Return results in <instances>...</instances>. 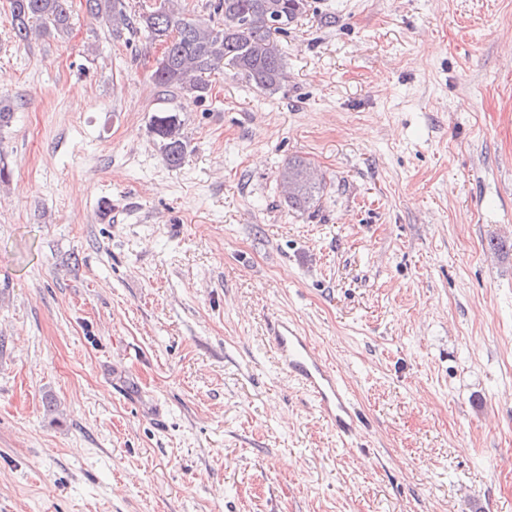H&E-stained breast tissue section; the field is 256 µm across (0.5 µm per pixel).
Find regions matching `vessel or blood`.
Returning <instances> with one entry per match:
<instances>
[{"mask_svg": "<svg viewBox=\"0 0 512 512\" xmlns=\"http://www.w3.org/2000/svg\"><path fill=\"white\" fill-rule=\"evenodd\" d=\"M269 342L279 368L313 397L337 436L344 441L356 436L360 418L355 404L308 337L293 323L280 319L270 329Z\"/></svg>", "mask_w": 512, "mask_h": 512, "instance_id": "b4317fda", "label": "vessel or blood"}]
</instances>
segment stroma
Returning <instances> with one entry per match:
<instances>
[{
    "label": "stroma",
    "instance_id": "35a3bbf8",
    "mask_svg": "<svg viewBox=\"0 0 512 512\" xmlns=\"http://www.w3.org/2000/svg\"><path fill=\"white\" fill-rule=\"evenodd\" d=\"M69 11L20 44L0 0V512H512V0H308L278 90L173 99L176 168L160 45ZM150 133L171 167H179L188 151V140L184 133V120L174 108H161L154 112L149 124ZM277 181L284 189L286 205L301 210L309 207L314 193L324 187L325 178L310 162L294 158L280 169ZM269 342L279 368L294 378L314 399L318 411L348 441L358 433L360 418L347 390L316 351L307 336L287 319L270 329Z\"/></svg>",
    "mask_w": 512,
    "mask_h": 512
}]
</instances>
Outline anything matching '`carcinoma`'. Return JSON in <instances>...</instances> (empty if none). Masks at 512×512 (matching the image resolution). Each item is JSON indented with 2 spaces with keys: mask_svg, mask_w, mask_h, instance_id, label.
I'll return each mask as SVG.
<instances>
[{
  "mask_svg": "<svg viewBox=\"0 0 512 512\" xmlns=\"http://www.w3.org/2000/svg\"><path fill=\"white\" fill-rule=\"evenodd\" d=\"M15 37L28 43L32 36L66 35L70 27L68 0H9ZM86 11L106 25L110 35L143 34L164 44V52L151 78L163 92L203 100L210 85L207 76L222 68L240 74L262 91L274 92L285 81L282 48L274 35L285 33L307 8V0H214V22L191 15L175 0H154L145 10L128 13L125 0H85ZM282 26L274 29L273 15ZM150 133L167 164L178 167L188 151L184 120L174 108L154 112ZM284 201L292 209H305L325 178L310 162L294 158L278 172Z\"/></svg>",
  "mask_w": 512,
  "mask_h": 512,
  "instance_id": "carcinoma-1",
  "label": "carcinoma"
}]
</instances>
